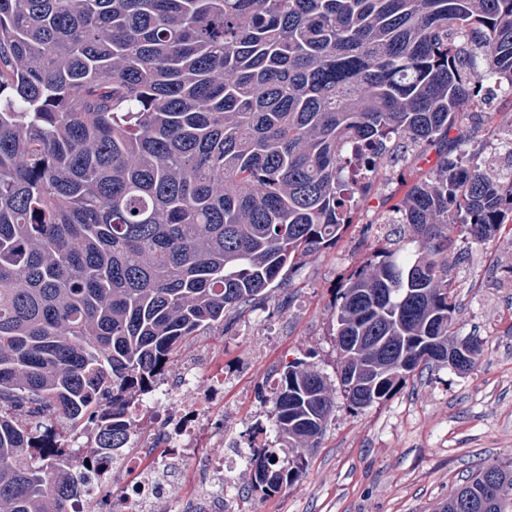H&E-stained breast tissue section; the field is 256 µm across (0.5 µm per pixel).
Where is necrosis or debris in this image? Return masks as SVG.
<instances>
[{"instance_id":"necrosis-or-debris-1","label":"necrosis or debris","mask_w":512,"mask_h":512,"mask_svg":"<svg viewBox=\"0 0 512 512\" xmlns=\"http://www.w3.org/2000/svg\"><path fill=\"white\" fill-rule=\"evenodd\" d=\"M223 389V374H214L207 380L205 394L193 393L180 398L175 406L155 410L154 418L166 435V447L148 452L127 448L106 455L97 452L94 443H87L84 465L72 472L80 492L72 499L70 512H92V504L118 484L124 487L121 506L125 512H154L158 503L173 495L175 475L184 457L199 452L205 402L219 398Z\"/></svg>"}]
</instances>
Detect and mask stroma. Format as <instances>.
<instances>
[{"mask_svg":"<svg viewBox=\"0 0 512 512\" xmlns=\"http://www.w3.org/2000/svg\"><path fill=\"white\" fill-rule=\"evenodd\" d=\"M384 232L380 224L350 225L264 304L182 343L166 379L187 362L201 381L224 373V403L207 410V456H224L231 444L248 448L268 426L264 397L281 366L304 360L335 376L339 291ZM448 278L458 336L482 340L474 371L424 370L358 411L332 386L333 412L299 480L265 496L250 490L248 470L238 467L209 512H436L479 467L512 465V231L485 245L458 238Z\"/></svg>","mask_w":512,"mask_h":512,"instance_id":"35a3bbf8","label":"stroma"}]
</instances>
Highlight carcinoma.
Wrapping results in <instances>:
<instances>
[{"mask_svg": "<svg viewBox=\"0 0 512 512\" xmlns=\"http://www.w3.org/2000/svg\"><path fill=\"white\" fill-rule=\"evenodd\" d=\"M486 82L512 102V0H0V512H69L52 421L127 447L184 338L268 299L410 167L336 305L340 389L365 409L450 355L473 371L453 233L512 224V128L465 150L467 120L498 130ZM268 400L246 462L265 496L318 447L330 378L288 363ZM441 512H512V465Z\"/></svg>", "mask_w": 512, "mask_h": 512, "instance_id": "carcinoma-1", "label": "carcinoma"}]
</instances>
